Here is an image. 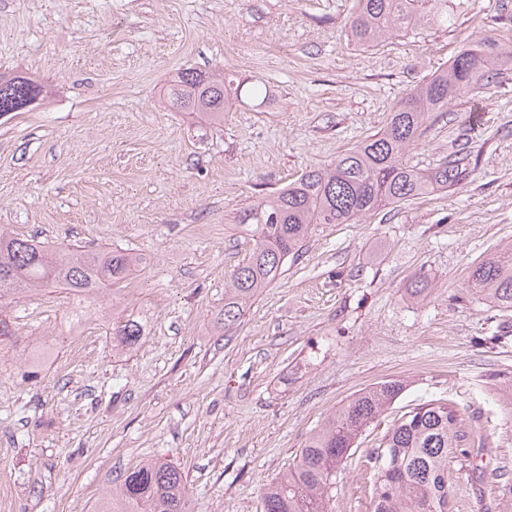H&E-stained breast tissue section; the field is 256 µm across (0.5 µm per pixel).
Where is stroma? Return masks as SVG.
I'll list each match as a JSON object with an SVG mask.
<instances>
[{
    "label": "stroma",
    "instance_id": "obj_1",
    "mask_svg": "<svg viewBox=\"0 0 512 512\" xmlns=\"http://www.w3.org/2000/svg\"><path fill=\"white\" fill-rule=\"evenodd\" d=\"M354 0H0V72L42 94L0 115V227L60 249H129L120 289L73 323L67 290L0 305V512H92L142 461L178 467L191 512H263V491L328 415L374 384L406 389L336 473L334 512H369L365 458L417 404L452 401L512 467V311L468 286L512 244V66L429 113L409 165L466 158L464 185L324 224L224 328V286L252 250L241 207L383 128L414 85L479 36H512V0H463L451 27L362 50ZM223 72L224 122L162 107L169 81ZM426 276L420 303L406 288ZM148 318L130 352L112 315ZM462 473L451 512H486Z\"/></svg>",
    "mask_w": 512,
    "mask_h": 512
}]
</instances>
